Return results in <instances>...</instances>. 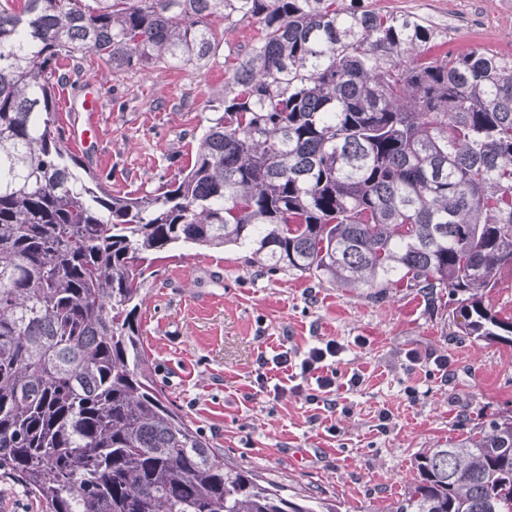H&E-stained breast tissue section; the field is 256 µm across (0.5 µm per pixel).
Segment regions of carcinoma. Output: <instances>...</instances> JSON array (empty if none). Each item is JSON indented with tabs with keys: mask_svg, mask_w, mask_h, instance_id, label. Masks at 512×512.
Listing matches in <instances>:
<instances>
[{
	"mask_svg": "<svg viewBox=\"0 0 512 512\" xmlns=\"http://www.w3.org/2000/svg\"><path fill=\"white\" fill-rule=\"evenodd\" d=\"M214 15L264 36L194 160L152 193H110L70 148L54 84L86 54L115 75L201 68ZM437 35L337 0H0V475L46 512H333L224 461L158 387L138 309L165 246L446 293L457 335L512 346V314L485 304L512 267V62L428 56ZM416 469L381 512H505L512 415Z\"/></svg>",
	"mask_w": 512,
	"mask_h": 512,
	"instance_id": "cac0c4a2",
	"label": "carcinoma"
}]
</instances>
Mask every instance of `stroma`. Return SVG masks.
I'll return each mask as SVG.
<instances>
[{
  "label": "stroma",
  "mask_w": 512,
  "mask_h": 512,
  "mask_svg": "<svg viewBox=\"0 0 512 512\" xmlns=\"http://www.w3.org/2000/svg\"><path fill=\"white\" fill-rule=\"evenodd\" d=\"M369 9L419 15L444 32L460 0H363ZM206 68H155L112 75L104 66L67 86L71 125L86 80L101 104L99 139L80 157L113 193L143 194L174 179L194 156L206 102L224 91L233 65L264 32L257 21L225 28ZM158 275L139 314L152 372L166 394L225 461L307 490L337 512H381L416 476L423 449L456 440L478 419L512 413V346L455 335L448 298L399 285L376 294L320 278L270 273L241 249L155 251ZM344 351L332 416L336 433L312 421L299 392L276 397L256 378L259 363L319 340ZM392 415L380 429L381 411Z\"/></svg>",
  "instance_id": "35a3bbf8"
}]
</instances>
